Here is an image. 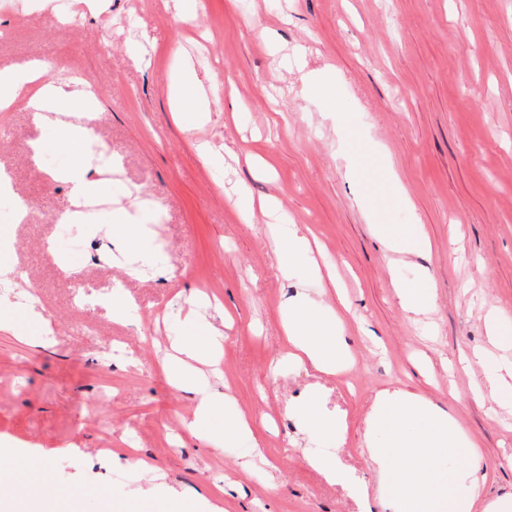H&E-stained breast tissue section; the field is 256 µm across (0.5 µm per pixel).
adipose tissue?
Here are the masks:
<instances>
[{
  "instance_id": "1",
  "label": "adipose tissue",
  "mask_w": 512,
  "mask_h": 512,
  "mask_svg": "<svg viewBox=\"0 0 512 512\" xmlns=\"http://www.w3.org/2000/svg\"><path fill=\"white\" fill-rule=\"evenodd\" d=\"M43 72L40 62L23 68L0 67V111L24 95L44 129L45 143L66 147L89 140L99 112L90 92L77 81H42ZM267 216L280 267L289 271L301 265L309 251L307 237L300 235L295 225L278 222L276 211H268ZM338 323L337 316L324 314L305 298H296L283 321V363L330 375L340 373L347 347L338 333ZM209 363L192 341L181 346L179 356L164 361L174 385L195 396L192 428L209 430L223 419L227 422L225 439L251 437L249 423L233 408L232 394L203 382L202 368ZM376 423L389 431L390 437L385 446L371 449L370 455L387 474L384 488L388 496L401 500L404 512H512V499L481 501L485 479L476 472L470 475L467 495L449 497L436 477L437 462L440 456L473 447L474 442L453 418L433 409L427 399L398 389L380 391ZM308 462L327 482L343 486L357 500L367 502V484L341 467L334 453L312 454Z\"/></svg>"
}]
</instances>
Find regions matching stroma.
I'll return each mask as SVG.
<instances>
[{
    "instance_id": "1",
    "label": "stroma",
    "mask_w": 512,
    "mask_h": 512,
    "mask_svg": "<svg viewBox=\"0 0 512 512\" xmlns=\"http://www.w3.org/2000/svg\"><path fill=\"white\" fill-rule=\"evenodd\" d=\"M33 59L51 78L85 80L101 114L90 144L47 148L35 163L25 146L42 130L31 110L19 102L0 114V164L30 204L17 224L0 198V264L27 272L47 322L0 287V312L31 337L0 332L11 480L39 485L57 512H169L172 494L197 503L217 484L231 512H361L308 466L307 455L329 451L368 481L370 512H400L369 455L388 435L366 424L375 395L400 389L480 443L439 459L450 496L467 492L476 469L488 475L483 499L512 497V400L474 398L486 376L512 377V0H104L97 12L85 0H0V66ZM186 61L207 116L178 122L170 91ZM318 76L327 94L314 91ZM77 155L112 204L64 227L57 218L72 202L52 173ZM240 194L276 198L286 223L316 236L308 266L279 269L265 226L243 223ZM135 204L151 235L107 238L113 211ZM411 224L428 249L407 252ZM118 283L135 306L123 324L110 302ZM400 284L429 292L431 307L405 312ZM301 294L331 311L349 305V391L275 366L282 319ZM212 327L223 353L210 383L230 387L253 430L219 453L213 437L190 432L194 400L160 361ZM476 350L484 367H464L460 356ZM315 392L335 429L308 426ZM126 444L130 454L113 456Z\"/></svg>"
}]
</instances>
